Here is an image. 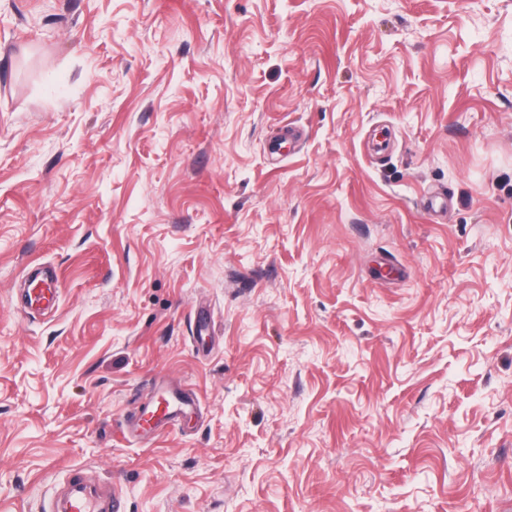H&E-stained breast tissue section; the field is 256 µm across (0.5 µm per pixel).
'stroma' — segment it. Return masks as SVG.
I'll return each mask as SVG.
<instances>
[{"label": "stroma", "mask_w": 512, "mask_h": 512, "mask_svg": "<svg viewBox=\"0 0 512 512\" xmlns=\"http://www.w3.org/2000/svg\"><path fill=\"white\" fill-rule=\"evenodd\" d=\"M77 474L512 512V0H0V503ZM59 293L57 282L53 280H41L35 284L29 292L28 309H39L42 306L53 304ZM195 404V398L190 395H172L165 390L157 391L154 394L153 402L144 408L135 426L137 429L140 428V421L144 420L157 429L170 423L179 412L183 411L184 407ZM145 415H149V418L144 419Z\"/></svg>", "instance_id": "stroma-1"}]
</instances>
